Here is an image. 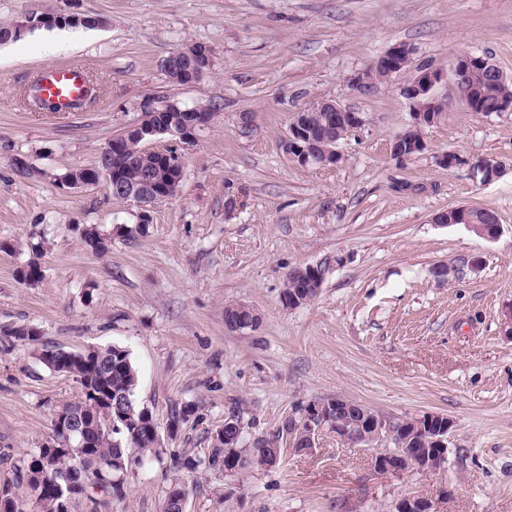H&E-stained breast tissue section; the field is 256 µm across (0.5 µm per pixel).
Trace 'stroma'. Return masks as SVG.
Returning <instances> with one entry per match:
<instances>
[{
  "label": "stroma",
  "instance_id": "obj_1",
  "mask_svg": "<svg viewBox=\"0 0 512 512\" xmlns=\"http://www.w3.org/2000/svg\"><path fill=\"white\" fill-rule=\"evenodd\" d=\"M64 9L103 24L0 44V326H34L71 351H129L157 456L129 469L106 512H162L178 479L185 512H392L409 493L431 496L435 512H512V336L501 315L512 303V112L465 111L442 80L446 112L421 152L397 158L408 73L364 91L349 82L396 44L413 47L417 65L446 70L472 52L512 77V0H0V23ZM192 44L209 47L213 65L174 83L161 62ZM59 64L93 76V103L61 114L24 100L30 79ZM321 98L365 124L340 141L338 165L303 167L284 140L293 114ZM149 99L220 110L182 150L175 195L127 238L118 229L135 223V204L57 177L92 167ZM445 153L455 166L439 164ZM488 156L504 171L484 183L472 167ZM461 205L493 212L500 236L434 222ZM84 226L111 237L105 254L86 250ZM32 260L43 277L29 285L16 272ZM306 265L322 271L319 292L288 306L287 274ZM231 303L252 307L258 324L225 327ZM336 396L388 416L449 417L443 467L380 475L370 450L327 429L295 453L286 421ZM79 397L32 348L0 343V486L26 512L34 496L12 464ZM186 405L193 415L170 430ZM230 415L242 447L275 442L278 463L232 476L185 469Z\"/></svg>",
  "mask_w": 512,
  "mask_h": 512
}]
</instances>
